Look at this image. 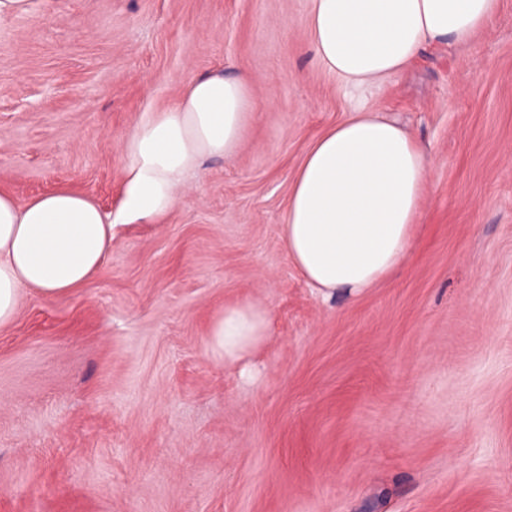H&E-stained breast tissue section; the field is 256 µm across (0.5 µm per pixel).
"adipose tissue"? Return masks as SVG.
<instances>
[{
  "mask_svg": "<svg viewBox=\"0 0 512 512\" xmlns=\"http://www.w3.org/2000/svg\"><path fill=\"white\" fill-rule=\"evenodd\" d=\"M501 0H309L308 32L322 69L345 91L383 86L430 44L470 43ZM256 104L252 79L216 70L189 79L176 102L141 112L122 139L121 213L157 219L208 158L237 153ZM431 159L401 126L358 103L311 145L292 181L283 240L310 288L358 294L405 259L429 191ZM112 216L91 198L58 189L18 203L0 193V328L24 296L81 287L112 249ZM267 306L225 307L208 338L212 358L249 376L266 342Z\"/></svg>",
  "mask_w": 512,
  "mask_h": 512,
  "instance_id": "1",
  "label": "adipose tissue"
}]
</instances>
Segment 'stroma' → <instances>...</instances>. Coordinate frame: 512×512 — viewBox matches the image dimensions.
<instances>
[{"instance_id":"35a3bbf8","label":"stroma","mask_w":512,"mask_h":512,"mask_svg":"<svg viewBox=\"0 0 512 512\" xmlns=\"http://www.w3.org/2000/svg\"><path fill=\"white\" fill-rule=\"evenodd\" d=\"M308 0H34L0 17V190L116 211L140 112L217 69L253 78L237 154L115 230L61 297L0 329V512H512V0L366 104L433 161L409 255L323 299L281 226L350 100ZM273 312L255 381L208 352L225 306Z\"/></svg>"}]
</instances>
